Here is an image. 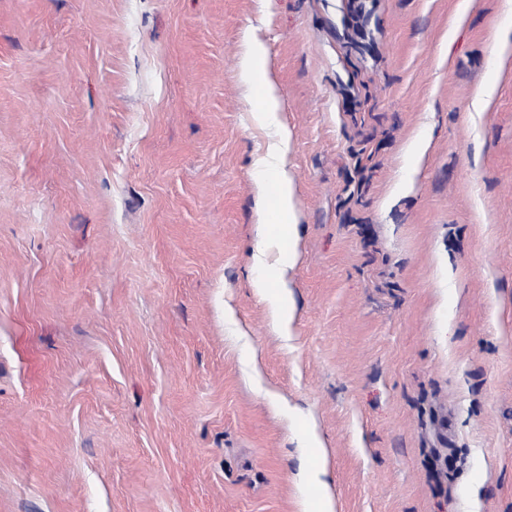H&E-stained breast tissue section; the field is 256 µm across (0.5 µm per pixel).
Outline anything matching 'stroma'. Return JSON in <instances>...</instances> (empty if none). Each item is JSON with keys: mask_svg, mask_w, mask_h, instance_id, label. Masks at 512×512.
<instances>
[{"mask_svg": "<svg viewBox=\"0 0 512 512\" xmlns=\"http://www.w3.org/2000/svg\"><path fill=\"white\" fill-rule=\"evenodd\" d=\"M460 2L0 0V512H309L320 460L335 512H512V12ZM241 77L253 93L254 119L260 126H273L276 131V138L268 153L256 162L274 177L277 197L275 204H262V217L257 224L258 249L255 257L263 264L266 253L274 252L277 281L272 284L269 279L260 277L253 282V288L268 299L277 327L285 336H291L293 306L286 275L288 267L299 259V213L295 202L294 178L288 170L290 131L280 112L281 96L268 67L266 47L261 42H249L243 57Z\"/></svg>", "mask_w": 512, "mask_h": 512, "instance_id": "stroma-1", "label": "stroma"}]
</instances>
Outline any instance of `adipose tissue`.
Returning a JSON list of instances; mask_svg holds the SVG:
<instances>
[{
  "label": "adipose tissue",
  "instance_id": "1",
  "mask_svg": "<svg viewBox=\"0 0 512 512\" xmlns=\"http://www.w3.org/2000/svg\"><path fill=\"white\" fill-rule=\"evenodd\" d=\"M241 77L253 95L256 122L274 127L276 131L268 153L257 161L258 166L272 175L277 183L275 203L262 208L257 226V254L262 257L267 252H274L277 278L272 281L260 277L253 286L258 294L268 299L274 323L287 335L291 332L293 306L286 275L299 258V213L295 202L296 186L287 160L290 131L280 112L281 96L268 67L266 48L261 42L250 41L243 57Z\"/></svg>",
  "mask_w": 512,
  "mask_h": 512
}]
</instances>
